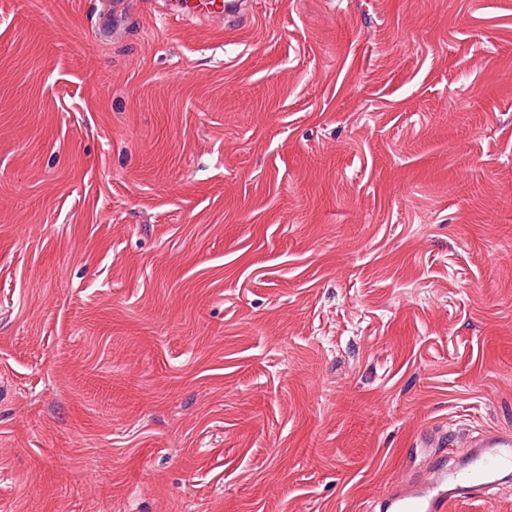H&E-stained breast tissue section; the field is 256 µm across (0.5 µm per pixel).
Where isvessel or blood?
Masks as SVG:
<instances>
[{
    "instance_id": "vessel-or-blood-1",
    "label": "vessel or blood",
    "mask_w": 512,
    "mask_h": 512,
    "mask_svg": "<svg viewBox=\"0 0 512 512\" xmlns=\"http://www.w3.org/2000/svg\"><path fill=\"white\" fill-rule=\"evenodd\" d=\"M241 0H180L179 16L206 21L226 18L236 26L242 17ZM512 488V432L489 430L466 442L457 463L431 458L426 470L410 475L373 500L366 512H452L455 504L489 500Z\"/></svg>"
}]
</instances>
